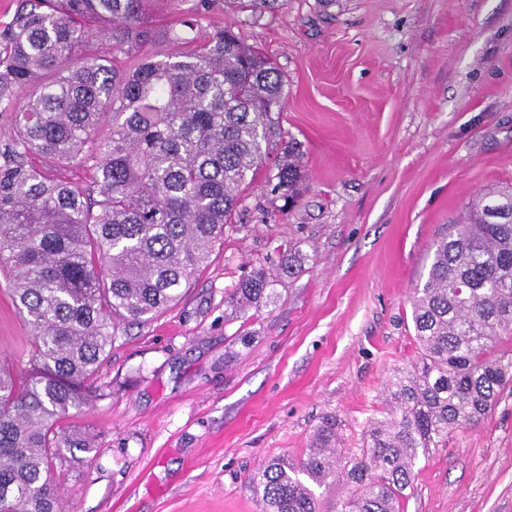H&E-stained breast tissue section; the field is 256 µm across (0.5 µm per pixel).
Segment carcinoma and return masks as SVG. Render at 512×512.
<instances>
[{
  "label": "carcinoma",
  "mask_w": 512,
  "mask_h": 512,
  "mask_svg": "<svg viewBox=\"0 0 512 512\" xmlns=\"http://www.w3.org/2000/svg\"><path fill=\"white\" fill-rule=\"evenodd\" d=\"M148 0H19L0 32V270L32 331V369L0 367V512H59L56 466L98 451L64 422L103 396L95 375L121 323L178 302L224 240L241 193L260 176L298 197L300 145L279 124L286 81L228 26L194 35L199 14L168 30L177 51L143 52ZM96 37L121 69L76 50ZM37 86L17 104V92ZM107 132H98L101 124ZM83 170L81 186L67 173ZM262 270L230 300L268 298ZM421 350L385 389L389 412L367 424L360 452L337 420L318 426L297 461L274 457L252 477L263 512H327L320 493L340 478L334 512H399L420 460L478 424L512 383V186L478 195L464 222L433 244L413 289Z\"/></svg>",
  "instance_id": "carcinoma-1"
}]
</instances>
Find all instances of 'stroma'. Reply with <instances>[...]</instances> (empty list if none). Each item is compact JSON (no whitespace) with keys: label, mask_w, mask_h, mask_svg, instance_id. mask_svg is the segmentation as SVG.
Instances as JSON below:
<instances>
[{"label":"stroma","mask_w":512,"mask_h":512,"mask_svg":"<svg viewBox=\"0 0 512 512\" xmlns=\"http://www.w3.org/2000/svg\"><path fill=\"white\" fill-rule=\"evenodd\" d=\"M197 2L149 0L147 55L172 52L162 34ZM225 24L287 81L281 127L306 188L291 204L256 181L180 301L122 325L103 397L71 419L98 452L65 467L70 512H262L251 475L300 458L323 417L360 448L389 377L419 355L410 295L435 239L512 183V0H211L200 35ZM256 268L268 301L229 306ZM31 341L0 274V363L26 367ZM400 512H512V385L420 461Z\"/></svg>","instance_id":"35a3bbf8"}]
</instances>
